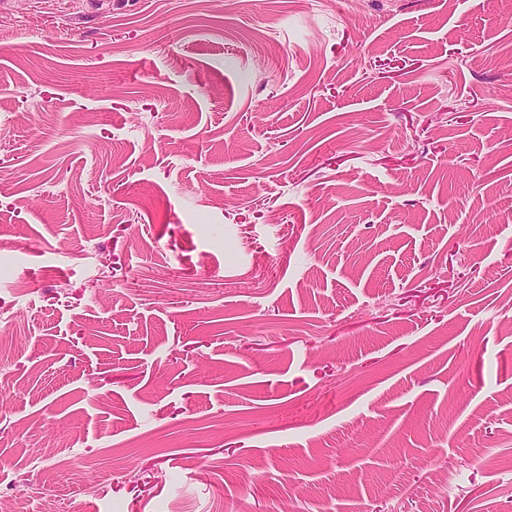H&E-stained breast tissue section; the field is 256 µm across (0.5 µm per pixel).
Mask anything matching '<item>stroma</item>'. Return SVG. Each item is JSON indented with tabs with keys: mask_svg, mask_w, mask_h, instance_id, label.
<instances>
[{
	"mask_svg": "<svg viewBox=\"0 0 512 512\" xmlns=\"http://www.w3.org/2000/svg\"><path fill=\"white\" fill-rule=\"evenodd\" d=\"M0 172L10 512H512V0H10Z\"/></svg>",
	"mask_w": 512,
	"mask_h": 512,
	"instance_id": "obj_1",
	"label": "stroma"
}]
</instances>
